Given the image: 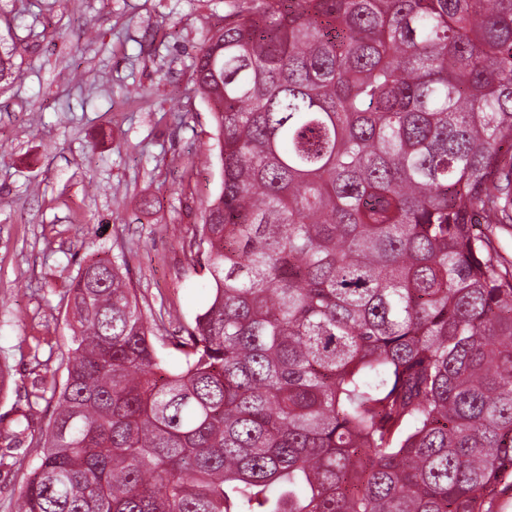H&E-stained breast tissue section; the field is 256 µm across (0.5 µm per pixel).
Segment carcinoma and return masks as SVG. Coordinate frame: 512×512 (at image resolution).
<instances>
[{
    "mask_svg": "<svg viewBox=\"0 0 512 512\" xmlns=\"http://www.w3.org/2000/svg\"><path fill=\"white\" fill-rule=\"evenodd\" d=\"M194 81L207 308L84 258L18 512H492L512 476V0H236ZM32 384L0 440L21 442Z\"/></svg>",
    "mask_w": 512,
    "mask_h": 512,
    "instance_id": "cac0c4a2",
    "label": "carcinoma"
}]
</instances>
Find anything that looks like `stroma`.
Masks as SVG:
<instances>
[{"instance_id": "stroma-1", "label": "stroma", "mask_w": 512, "mask_h": 512, "mask_svg": "<svg viewBox=\"0 0 512 512\" xmlns=\"http://www.w3.org/2000/svg\"><path fill=\"white\" fill-rule=\"evenodd\" d=\"M233 11V0H0V52L26 47L0 82V420L36 376L64 381L69 283L88 251L125 264L156 336L207 306L195 240L222 168L192 61ZM55 405L45 394L31 438L0 443L15 460L0 467V512H15Z\"/></svg>"}]
</instances>
